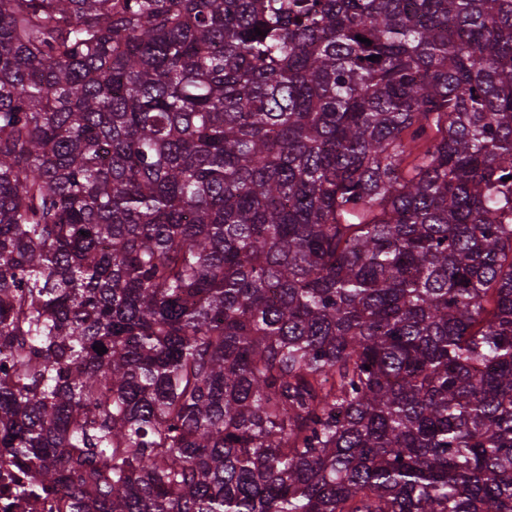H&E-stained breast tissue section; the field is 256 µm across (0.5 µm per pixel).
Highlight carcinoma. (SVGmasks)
I'll list each match as a JSON object with an SVG mask.
<instances>
[{
	"instance_id": "carcinoma-1",
	"label": "carcinoma",
	"mask_w": 512,
	"mask_h": 512,
	"mask_svg": "<svg viewBox=\"0 0 512 512\" xmlns=\"http://www.w3.org/2000/svg\"><path fill=\"white\" fill-rule=\"evenodd\" d=\"M4 464L512 512V0H0Z\"/></svg>"
}]
</instances>
